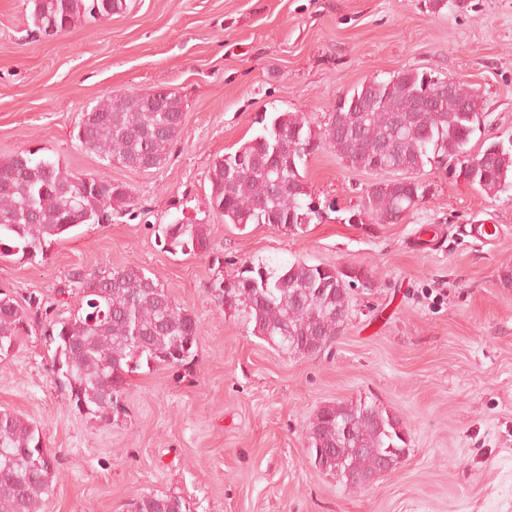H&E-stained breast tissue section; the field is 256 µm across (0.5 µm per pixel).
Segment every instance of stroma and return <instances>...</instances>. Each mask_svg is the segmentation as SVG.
<instances>
[{"mask_svg":"<svg viewBox=\"0 0 512 512\" xmlns=\"http://www.w3.org/2000/svg\"><path fill=\"white\" fill-rule=\"evenodd\" d=\"M32 8L0 0V159L42 149L126 183L135 206L45 258L0 262V291L66 317L73 268L135 264L201 327L193 363L140 367L108 424L70 410L39 322L0 357V410L33 422L58 460L46 512H132L144 493L180 496L188 512H512V190L488 196L429 165L426 200L400 223L352 224L375 176L323 146L306 168L321 222L242 231L206 205L213 162L259 133L258 117L300 112L324 132L340 98L403 68L481 97L470 152L511 140L512 0H126L54 38ZM163 87L185 117L162 168H106L80 148L86 108ZM184 215L209 224L215 257L159 245L161 225ZM479 221L499 225L496 242L463 235ZM297 259L358 274L340 333L304 357L251 335L212 291L233 263ZM334 401L399 419L396 469L352 490L315 466L309 426Z\"/></svg>","mask_w":512,"mask_h":512,"instance_id":"35a3bbf8","label":"stroma"}]
</instances>
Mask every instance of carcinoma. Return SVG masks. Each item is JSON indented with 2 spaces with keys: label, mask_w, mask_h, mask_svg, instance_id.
<instances>
[{
  "label": "carcinoma",
  "mask_w": 512,
  "mask_h": 512,
  "mask_svg": "<svg viewBox=\"0 0 512 512\" xmlns=\"http://www.w3.org/2000/svg\"><path fill=\"white\" fill-rule=\"evenodd\" d=\"M30 19L46 36L76 23L97 25L123 10L124 0H31ZM438 78L404 68L371 85L361 83L336 108L317 135L300 112L261 118L262 130L210 169L208 209L242 228L270 224L299 231L321 219L305 201L308 157L324 143L354 168L381 171L370 185L368 211L395 224L425 200L419 175L435 162L456 171L487 195L512 189V139L494 141L477 154L468 144L484 114L479 96L460 83L420 105ZM183 99L167 87L132 96L123 107L107 96L82 113L76 140L104 166L117 162L149 172L163 167L182 133ZM132 190L106 174L82 175L60 161L20 151L0 159V261L34 260L81 224H106L128 214ZM164 246L199 257L213 254L209 225L188 217L161 228ZM351 274L296 260L286 265L243 261L212 286L224 309L252 334L281 352L306 356L308 339L335 337L349 314ZM80 299L77 312L46 321L45 336L60 364L57 380L72 410L108 422L120 413L128 374L141 364L178 369L197 355L198 321L157 279L137 265H102L69 274ZM41 302L27 306L0 291V355L9 354ZM315 466L357 489L376 467L392 471L407 442L399 421L372 402H329L309 426ZM57 476L56 456L25 417L0 410V512H44ZM135 512H186L176 495L142 494Z\"/></svg>",
  "instance_id": "cac0c4a2"
}]
</instances>
